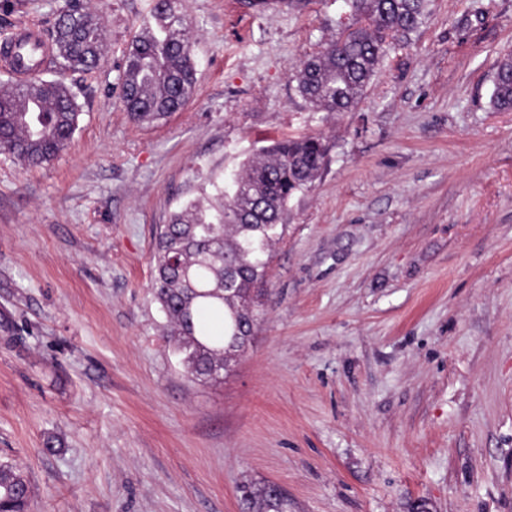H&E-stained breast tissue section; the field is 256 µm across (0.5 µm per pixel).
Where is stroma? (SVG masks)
<instances>
[{
	"label": "stroma",
	"mask_w": 512,
	"mask_h": 512,
	"mask_svg": "<svg viewBox=\"0 0 512 512\" xmlns=\"http://www.w3.org/2000/svg\"><path fill=\"white\" fill-rule=\"evenodd\" d=\"M64 0H0V34ZM104 59L51 162L0 154V461L31 512H512V112L494 111L512 0H429L359 106L313 111L305 56L344 0H181L196 90L135 123L126 48L154 0H83ZM323 134L288 204L252 338L191 380L153 297L155 232L272 140ZM241 489L243 501L248 509H252L249 512H288V500L275 484H268L256 492L247 486Z\"/></svg>",
	"instance_id": "stroma-1"
}]
</instances>
